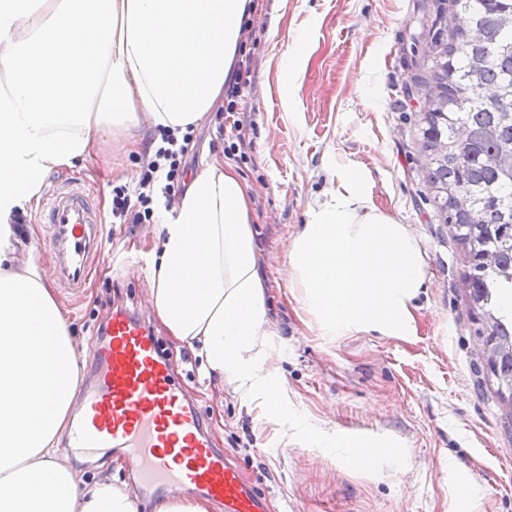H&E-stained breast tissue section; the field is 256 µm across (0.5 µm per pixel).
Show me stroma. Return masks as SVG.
Here are the masks:
<instances>
[{
  "label": "stroma",
  "mask_w": 512,
  "mask_h": 512,
  "mask_svg": "<svg viewBox=\"0 0 512 512\" xmlns=\"http://www.w3.org/2000/svg\"><path fill=\"white\" fill-rule=\"evenodd\" d=\"M423 0H252L238 53L249 56L251 82L244 112L245 157L223 153L220 128L208 115L194 128L183 161L200 166L204 154L223 156L248 185L263 252L268 304L278 326L271 347L284 376V429L264 427L257 411L206 394L200 360L189 347L162 338L200 409L217 447L258 478L273 512H448L458 486L472 490L477 512H512V413L492 386L478 387L482 340L469 317L463 251L453 229L423 193L427 172L420 154L422 116L410 100L400 64L403 44L430 47L435 10ZM303 37L312 55L299 88L284 98L280 71L287 49ZM373 90L370 107L358 89ZM146 154H124L115 143L94 145L85 162L51 175L76 176L94 193L100 252L82 296L55 288L79 345L91 348L112 307L154 310L146 299L157 224L112 221L108 168L140 172ZM355 165L370 176L374 203L411 225L427 258L433 285L420 296L415 335L376 334L328 339L302 319L280 268L287 236L323 202L337 169ZM355 433L397 443L401 452L366 470L347 465L335 441L308 438L309 430Z\"/></svg>",
  "instance_id": "1"
}]
</instances>
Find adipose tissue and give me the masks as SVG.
<instances>
[{
  "label": "adipose tissue",
  "mask_w": 512,
  "mask_h": 512,
  "mask_svg": "<svg viewBox=\"0 0 512 512\" xmlns=\"http://www.w3.org/2000/svg\"><path fill=\"white\" fill-rule=\"evenodd\" d=\"M251 0H0V512H136L107 474L77 482L58 444L84 360L45 269L12 225L51 173L140 127L203 121L231 73ZM248 187L202 160L160 225L147 295L160 327L199 357L214 395L261 401L284 426V378L259 271ZM285 274L309 324L331 338H406L431 277L412 227L379 208L366 171L336 172L294 232ZM49 472L48 483L30 485Z\"/></svg>",
  "instance_id": "ef3b65f1"
}]
</instances>
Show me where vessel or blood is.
I'll return each mask as SVG.
<instances>
[{"instance_id":"vessel-or-blood-1","label":"vessel or blood","mask_w":512,"mask_h":512,"mask_svg":"<svg viewBox=\"0 0 512 512\" xmlns=\"http://www.w3.org/2000/svg\"><path fill=\"white\" fill-rule=\"evenodd\" d=\"M52 271L80 291L92 273L91 226L97 215L87 190L65 184L44 215ZM108 339L93 351L96 385L78 404L76 448H111L136 461L147 497L201 495L223 512H267L269 499L240 466L216 448L188 398L172 356L138 313L113 310Z\"/></svg>"}]
</instances>
